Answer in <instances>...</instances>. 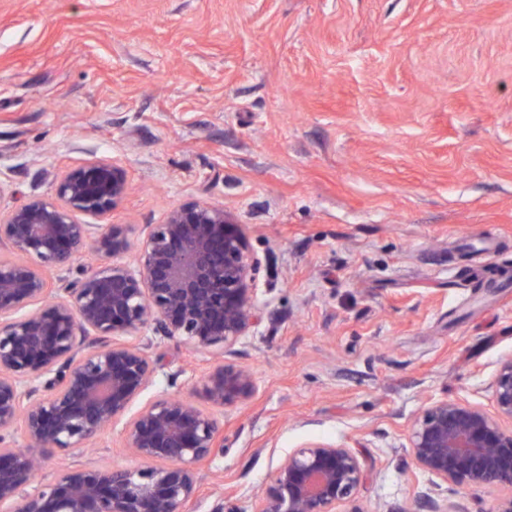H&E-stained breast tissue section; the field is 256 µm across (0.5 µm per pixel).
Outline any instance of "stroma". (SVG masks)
<instances>
[{
    "label": "stroma",
    "instance_id": "stroma-1",
    "mask_svg": "<svg viewBox=\"0 0 512 512\" xmlns=\"http://www.w3.org/2000/svg\"><path fill=\"white\" fill-rule=\"evenodd\" d=\"M96 159L127 172L107 221L133 250L204 201L261 264L252 399L205 397L211 352L150 348L155 389L224 421L188 512H255L313 441L365 461L364 512L436 488L415 413L490 406L512 355V0H0V214ZM139 465L116 428L36 479Z\"/></svg>",
    "mask_w": 512,
    "mask_h": 512
}]
</instances>
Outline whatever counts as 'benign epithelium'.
<instances>
[{"instance_id":"7a95c632","label":"benign epithelium","mask_w":512,"mask_h":512,"mask_svg":"<svg viewBox=\"0 0 512 512\" xmlns=\"http://www.w3.org/2000/svg\"><path fill=\"white\" fill-rule=\"evenodd\" d=\"M129 190L125 169L103 160L71 169L56 185L62 200L33 199L0 220V244L39 260H0V512H185L198 498L196 467L224 454L218 418L163 389L130 414L155 381L152 338L124 337L149 328L162 339L227 357L261 321L260 265L224 208L190 202L149 232L135 264L121 225L95 239L102 262L77 281L53 287L85 251L93 225ZM492 409L442 398L415 417L409 454L420 470L452 492L498 491L492 512H512V356L490 385ZM205 396L235 406L257 392L252 370L230 361L203 379ZM125 448L152 465L141 469L67 468L35 480L36 456L87 449L119 420ZM22 423L24 448L14 439ZM366 476L363 460L344 444L310 442L271 473L255 512H336ZM468 512L466 504L419 495L415 507Z\"/></svg>"}]
</instances>
